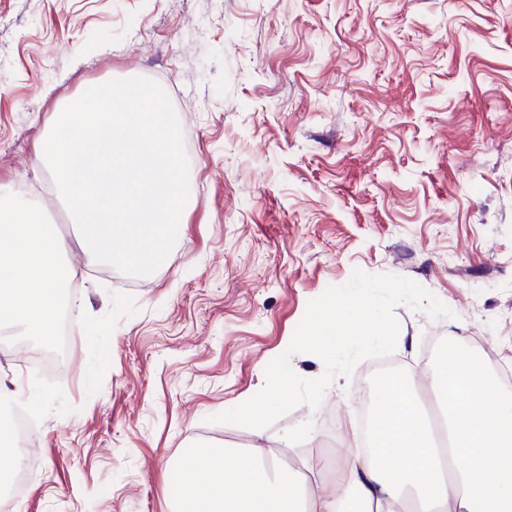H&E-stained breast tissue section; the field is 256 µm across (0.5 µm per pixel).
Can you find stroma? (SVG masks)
I'll return each instance as SVG.
<instances>
[{"instance_id": "35a3bbf8", "label": "stroma", "mask_w": 512, "mask_h": 512, "mask_svg": "<svg viewBox=\"0 0 512 512\" xmlns=\"http://www.w3.org/2000/svg\"><path fill=\"white\" fill-rule=\"evenodd\" d=\"M135 77L173 103L189 195L168 261L129 288L84 264L38 142ZM19 199L60 225L78 285L69 375L20 377L39 475L13 512H173L197 448L294 437L322 490L372 360L268 427L209 418L353 270L453 312L396 308V373L426 385L453 337L512 371V0H0V203Z\"/></svg>"}]
</instances>
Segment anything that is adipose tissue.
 I'll list each match as a JSON object with an SVG mask.
<instances>
[{"mask_svg": "<svg viewBox=\"0 0 512 512\" xmlns=\"http://www.w3.org/2000/svg\"><path fill=\"white\" fill-rule=\"evenodd\" d=\"M66 243L26 202L0 206V331L56 334ZM443 403L439 451L409 379L371 393L370 439L354 438L330 490L310 492L274 456L203 448L187 467L178 512H512V390L460 341L428 368Z\"/></svg>", "mask_w": 512, "mask_h": 512, "instance_id": "obj_1", "label": "adipose tissue"}]
</instances>
